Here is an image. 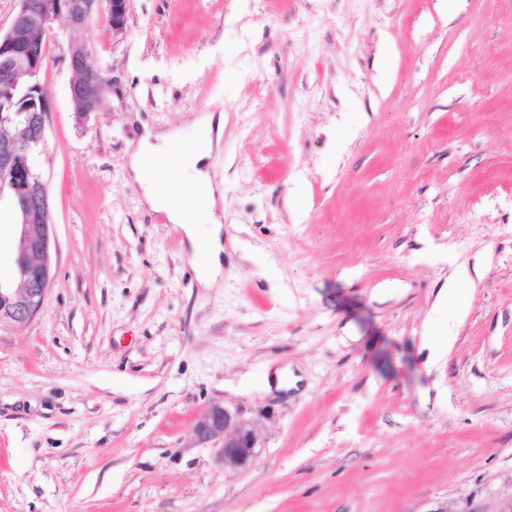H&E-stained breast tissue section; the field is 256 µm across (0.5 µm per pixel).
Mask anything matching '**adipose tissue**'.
Returning <instances> with one entry per match:
<instances>
[{
    "instance_id": "1",
    "label": "adipose tissue",
    "mask_w": 512,
    "mask_h": 512,
    "mask_svg": "<svg viewBox=\"0 0 512 512\" xmlns=\"http://www.w3.org/2000/svg\"><path fill=\"white\" fill-rule=\"evenodd\" d=\"M198 128L197 137L186 144H179L176 134L143 139L130 157V170L134 178L149 187L147 205L154 210L167 213L172 223L181 225L185 231L194 257L198 260V280L210 285L222 272L224 245L222 224L218 216L222 190L214 185L205 168L213 145L214 113L208 112L194 120ZM184 149V165L194 167L192 180L176 183L163 182L155 178L146 167L149 159L168 154L175 147ZM208 217L210 227L205 236H198L195 225L201 217Z\"/></svg>"
}]
</instances>
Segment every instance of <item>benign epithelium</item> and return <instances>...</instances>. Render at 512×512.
I'll use <instances>...</instances> for the list:
<instances>
[{"mask_svg": "<svg viewBox=\"0 0 512 512\" xmlns=\"http://www.w3.org/2000/svg\"><path fill=\"white\" fill-rule=\"evenodd\" d=\"M99 2L18 0L9 28L0 32V124L20 126L23 132L20 137L0 136V198L9 197L18 217L13 278L19 281L14 287L0 280V327L30 321L41 309L52 280L48 193L32 165L45 126L47 92L39 81L46 62L43 39L58 20L74 30L84 28ZM107 8L112 30L123 31L129 0H107ZM67 57L75 75L70 85L74 111H96L105 83L89 67V48L72 42ZM195 435L199 443L221 449L226 467L245 468L257 456V437L250 423L223 405L211 404L200 413Z\"/></svg>", "mask_w": 512, "mask_h": 512, "instance_id": "1", "label": "benign epithelium"}]
</instances>
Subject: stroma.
Wrapping results in <instances>:
<instances>
[{
    "label": "stroma",
    "instance_id": "stroma-1",
    "mask_svg": "<svg viewBox=\"0 0 512 512\" xmlns=\"http://www.w3.org/2000/svg\"><path fill=\"white\" fill-rule=\"evenodd\" d=\"M72 41L112 81L86 115ZM39 81L53 278L0 329V512H512V0H130L57 21ZM207 110L205 287L128 160ZM214 403L251 465L197 441ZM194 430L199 443L221 448L225 467H247L257 456L256 434L239 411L210 404L200 413Z\"/></svg>",
    "mask_w": 512,
    "mask_h": 512
}]
</instances>
